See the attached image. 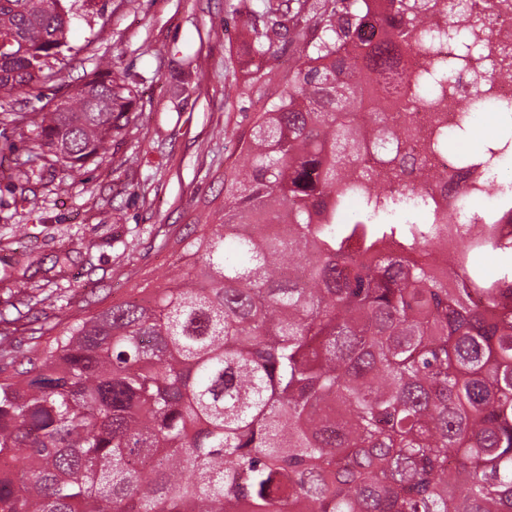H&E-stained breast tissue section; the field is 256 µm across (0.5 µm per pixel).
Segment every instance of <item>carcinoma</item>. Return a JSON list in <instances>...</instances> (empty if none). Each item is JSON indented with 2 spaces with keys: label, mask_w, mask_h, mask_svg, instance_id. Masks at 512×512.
<instances>
[{
  "label": "carcinoma",
  "mask_w": 512,
  "mask_h": 512,
  "mask_svg": "<svg viewBox=\"0 0 512 512\" xmlns=\"http://www.w3.org/2000/svg\"><path fill=\"white\" fill-rule=\"evenodd\" d=\"M440 0H297L304 26L273 101L224 172L217 223L181 239L183 272L141 300L59 321L14 368L0 332V512H512V256L473 226L448 267L431 258L435 178L407 193L392 163L358 164L389 137L368 89L432 34ZM62 0H0L3 119L32 126L69 175L128 126L137 91L97 72L64 111L11 112L71 50ZM380 31L362 39L367 23ZM262 58L289 27L251 26ZM414 76L436 107L466 54ZM440 127L429 152H447ZM235 256L224 253V244Z\"/></svg>",
  "instance_id": "carcinoma-1"
}]
</instances>
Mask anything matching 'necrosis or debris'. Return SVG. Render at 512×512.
<instances>
[{
	"label": "necrosis or debris",
	"mask_w": 512,
	"mask_h": 512,
	"mask_svg": "<svg viewBox=\"0 0 512 512\" xmlns=\"http://www.w3.org/2000/svg\"><path fill=\"white\" fill-rule=\"evenodd\" d=\"M489 3L494 6V28L478 35L476 51L460 69L442 110L431 112L400 103L392 114L398 125L411 129V138L387 142L383 152L367 151L361 160L362 165L375 169L382 157H391L403 151L416 155L422 160V167L409 177L394 180L393 186L398 190L410 189L427 176H436L435 197L449 231L447 248L437 249L433 254L434 263L440 268L447 266L451 251L469 239L471 227L487 223L489 217H496L503 232L512 234V191L499 194L486 213L477 212L467 216L460 214L457 209V201L463 192L482 186L486 176L485 157L475 156L473 165L460 169L447 155L426 151L437 126L444 125L451 129L457 126L474 88H485L493 98L512 101V80L499 78L492 83L487 80L490 72L512 69V0H462L455 18L458 24H467L471 14L483 12Z\"/></svg>",
	"instance_id": "1"
}]
</instances>
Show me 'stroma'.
I'll list each match as a JSON object with an SVG mask.
<instances>
[{
  "mask_svg": "<svg viewBox=\"0 0 512 512\" xmlns=\"http://www.w3.org/2000/svg\"><path fill=\"white\" fill-rule=\"evenodd\" d=\"M281 2L72 0V52L11 109L53 108L108 58L138 92L135 129L113 132L105 157L74 179L32 128L0 123V332L24 349L64 316L180 275L187 225L213 222L239 140L267 106L243 93L249 26Z\"/></svg>",
  "mask_w": 512,
  "mask_h": 512,
  "instance_id": "stroma-1",
  "label": "stroma"
}]
</instances>
